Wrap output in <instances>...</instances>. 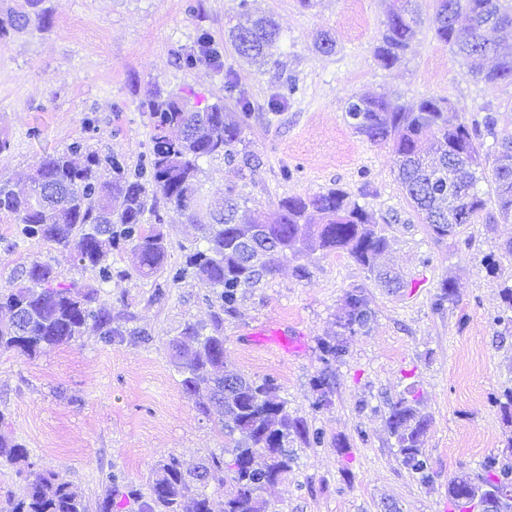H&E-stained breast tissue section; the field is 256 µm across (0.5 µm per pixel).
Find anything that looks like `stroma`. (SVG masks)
Returning <instances> with one entry per match:
<instances>
[{"label": "stroma", "instance_id": "stroma-1", "mask_svg": "<svg viewBox=\"0 0 512 512\" xmlns=\"http://www.w3.org/2000/svg\"><path fill=\"white\" fill-rule=\"evenodd\" d=\"M239 0H46L50 28L12 35L0 45V131L11 149L0 160V180L24 188L35 161L79 141L100 155L136 165L152 147L151 119L142 108L157 89H185L206 103L224 100V76L205 63L177 65L200 31L224 52L252 110L246 140L261 163L236 179L223 160L203 163L204 206L196 221L168 210L163 229L169 262H181L209 223L207 201L237 182L252 207L273 215L280 198L345 190L374 212L389 239L379 265L396 272L403 287H381L344 254L309 252L289 259L273 276L243 289L224 318V358L254 379L274 378L289 411L322 429L317 447L295 444L288 474L262 496L273 512H453L448 483L501 455L512 424L495 397L512 388V328L499 323L500 289L512 279V222L471 224L435 239L419 224L396 179L387 144H374L345 120L353 95H383L400 105L425 97L449 100L451 122L496 113L498 139H512V85L475 81L463 59L438 42L431 2L417 0L421 18L413 50L384 67L373 47L389 0H250L252 11L276 19L286 45L258 66L238 56L229 30L240 20ZM336 50L320 53L322 32ZM298 91L279 115L268 100L282 83ZM290 178H283V171ZM500 270L490 275L485 259ZM51 264L61 280L97 285L92 269L75 266L68 249L17 236L0 214V285L20 264ZM308 268L307 278L294 274ZM455 300L443 311L432 304L443 280ZM101 301L122 326L112 343L86 335L35 358L0 354V412L25 444L36 467L55 474L95 502L105 473H122L145 487L152 466L178 457L192 469L222 454L224 436L182 393L168 342L185 322H209L220 302L193 279L170 286L154 302V282L135 276L102 286ZM363 289L374 318L368 328L340 327L344 296ZM270 324L305 336L304 351L256 346L246 333ZM148 332L141 340L140 332ZM340 342L346 353L332 366L330 403L315 409L312 379L322 369V342ZM419 399L429 423L424 437L433 477L421 483L402 462L386 418L392 402Z\"/></svg>", "mask_w": 512, "mask_h": 512}]
</instances>
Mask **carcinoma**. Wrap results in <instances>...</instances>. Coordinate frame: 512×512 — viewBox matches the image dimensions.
<instances>
[{"instance_id": "carcinoma-1", "label": "carcinoma", "mask_w": 512, "mask_h": 512, "mask_svg": "<svg viewBox=\"0 0 512 512\" xmlns=\"http://www.w3.org/2000/svg\"><path fill=\"white\" fill-rule=\"evenodd\" d=\"M44 3L17 0V6L1 9L0 43L32 26L50 27L52 16ZM413 4L414 0L389 4L385 28L374 46V56L384 67L402 62L413 49ZM432 8L435 38L465 59L473 78L488 85L512 84V53L498 54L501 42L512 38V0H432ZM452 15L467 17L468 26L450 21ZM230 41L238 55L264 63L281 48L284 35L272 17L261 16L233 29ZM491 54L498 58L488 68L485 60ZM202 62L224 73V91L235 109L219 103L192 105L181 94L160 92L143 104L152 120V147L134 169L116 156L84 152L78 144L48 153L34 164L27 189L17 191L0 181V214L12 216L24 238L70 249L79 266L97 270L102 285L114 275H128L125 270L112 271L109 263L112 251L128 246L137 258L139 276L165 275L157 284L156 300L164 297L163 288L190 276L217 291L220 311L210 327L185 323L170 339L169 348L184 394L224 434L230 458L213 455L190 476L171 455L151 468L146 493L132 486L121 491L118 475L109 473L106 489L93 505L54 474L30 471L21 495L0 496V512H112L119 495L132 501V512H213L210 497L195 489L199 482L224 490V512H269L259 496L260 477L282 479L291 468L288 444L298 440L317 445L323 433L292 417L286 401L277 395L275 380L258 382L226 369L223 314L235 310L240 290L255 287L288 257L304 251L346 254L378 282L388 287L394 283L377 265L389 242L374 213L336 188L309 197L286 196L279 200L275 220L268 222L259 210L247 206L236 186H229L216 207L214 223L199 225L201 244L184 263L168 264L161 207H172L194 221L200 203V161L222 158L240 173L260 163L245 139L250 102L237 89L233 74L224 71L223 53L206 32L180 57L186 69ZM296 91L294 81L285 82L283 93L268 101V111H280ZM452 109L444 100L397 105L381 96H351L345 106L347 124L356 133L374 144H392L398 183L416 217L438 238L456 235L482 216L487 224L498 216L512 219V141L496 140L493 114L470 126L450 124L447 112ZM485 135L493 138L487 149ZM482 179L492 188L495 214L485 212L487 200L478 189ZM256 250L263 261L252 265L249 254ZM58 278L51 265L32 260L9 286L0 287V307L10 313L8 320L0 321V352L36 357L89 332L105 344L123 335L112 324V312L100 304V289ZM452 302L453 285L446 279L433 308L441 311ZM372 318L363 292L347 293L339 325L354 332L367 327ZM320 352L324 368L313 377L318 410L329 403V369L342 359L345 348L328 341ZM220 371L233 378L230 387L217 376ZM386 423L403 466L422 481L430 480L432 467L424 450L427 418L401 398L390 405ZM28 459L24 444L0 432V464ZM481 486L501 494L504 512H512V454L489 457L481 472L454 477L448 483V497L455 503L461 490Z\"/></svg>"}]
</instances>
